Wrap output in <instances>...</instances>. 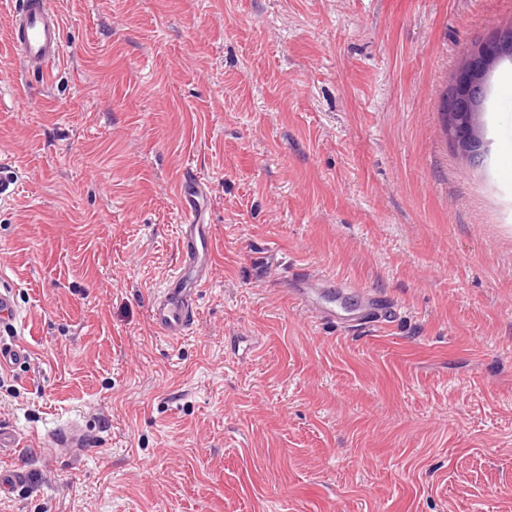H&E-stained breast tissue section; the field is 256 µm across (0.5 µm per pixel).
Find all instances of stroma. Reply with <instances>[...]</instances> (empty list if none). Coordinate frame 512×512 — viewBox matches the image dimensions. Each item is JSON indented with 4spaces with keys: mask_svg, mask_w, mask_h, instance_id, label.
Wrapping results in <instances>:
<instances>
[{
    "mask_svg": "<svg viewBox=\"0 0 512 512\" xmlns=\"http://www.w3.org/2000/svg\"><path fill=\"white\" fill-rule=\"evenodd\" d=\"M0 0V287L32 358L0 424L32 468L0 512H512V93L488 154L442 127L464 49L512 0H56L50 83ZM215 240L196 326L148 304L178 265L184 168ZM282 254L397 305L300 312ZM76 418L105 443L31 456Z\"/></svg>",
    "mask_w": 512,
    "mask_h": 512,
    "instance_id": "1",
    "label": "stroma"
}]
</instances>
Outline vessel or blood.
<instances>
[{
	"label": "vessel or blood",
	"instance_id": "b4317fda",
	"mask_svg": "<svg viewBox=\"0 0 512 512\" xmlns=\"http://www.w3.org/2000/svg\"><path fill=\"white\" fill-rule=\"evenodd\" d=\"M10 42L15 58L26 72L49 80L53 64L66 51L63 23L53 0H19L10 15ZM203 186L192 172H185L180 185L179 207L184 223L178 238L180 261L172 280L156 291L149 303V318L164 336L178 339L195 325L199 317V292L211 273L213 239L211 227L203 219ZM291 293L299 306L315 319L333 325H346L336 309L343 296H365L366 305L357 320L379 325L390 318L393 307L366 297L364 288L336 280L334 276L303 269L292 274ZM20 311L15 294L0 289V372L26 363L31 357L28 344L20 335ZM94 441L90 430L76 420H67L47 430L41 437L44 447L64 446L82 452ZM33 480L31 469L15 465L0 467V493L15 494Z\"/></svg>",
	"mask_w": 512,
	"mask_h": 512
}]
</instances>
